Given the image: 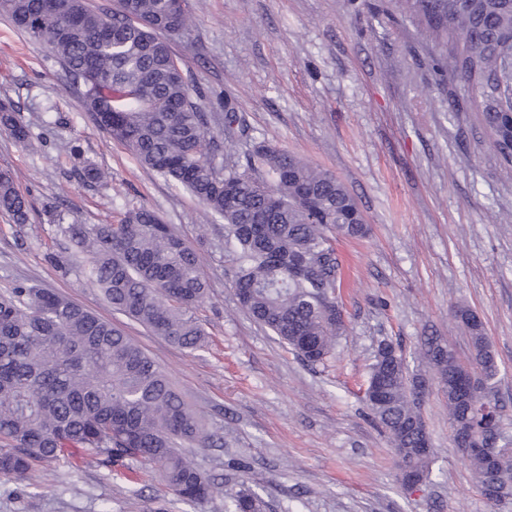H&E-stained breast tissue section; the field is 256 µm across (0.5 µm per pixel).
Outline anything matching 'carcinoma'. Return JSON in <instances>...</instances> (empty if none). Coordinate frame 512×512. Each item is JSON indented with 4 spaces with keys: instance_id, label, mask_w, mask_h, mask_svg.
Wrapping results in <instances>:
<instances>
[{
    "instance_id": "carcinoma-1",
    "label": "carcinoma",
    "mask_w": 512,
    "mask_h": 512,
    "mask_svg": "<svg viewBox=\"0 0 512 512\" xmlns=\"http://www.w3.org/2000/svg\"><path fill=\"white\" fill-rule=\"evenodd\" d=\"M394 4L434 44L437 69L475 93L500 161L512 165V106L500 94L512 82V0ZM4 13L30 37L49 42L73 80L91 82L112 107H86L100 129L224 223L241 308L306 361L329 357L344 329L336 308L342 265L335 243L366 236L368 225L356 223L357 202L334 174L275 147L253 146L242 172L216 162L222 146L208 136L202 95L190 88L170 46L155 37L187 30V6L126 0L105 16L87 0H8ZM0 118L19 143L34 146L13 115ZM241 135L237 113H225L224 141ZM258 169L269 180L251 175ZM0 213L15 224L28 220L27 200L8 172H0ZM64 236L86 256L83 273L113 310L182 349L203 346L206 332L195 311L207 283L199 256L154 210L133 208L119 224H71ZM456 316L469 334L473 367L491 390L500 370L484 328L467 309ZM435 343L427 341L421 355L445 379L456 362L437 353ZM373 380L381 382L382 395L365 403L391 447L415 448L427 434L402 354L374 357L366 382ZM448 416L453 427L466 419L452 390ZM211 443L213 435L165 373L111 322L45 288L16 284L0 293L1 476L24 479L33 462L75 449L90 465L148 466L176 496L205 502L214 486L184 449ZM470 462L478 483L493 489V501L512 497V448L498 449L490 467L481 456ZM264 508L245 488L224 500V512Z\"/></svg>"
}]
</instances>
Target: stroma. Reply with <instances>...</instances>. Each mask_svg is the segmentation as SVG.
<instances>
[{
    "label": "stroma",
    "mask_w": 512,
    "mask_h": 512,
    "mask_svg": "<svg viewBox=\"0 0 512 512\" xmlns=\"http://www.w3.org/2000/svg\"><path fill=\"white\" fill-rule=\"evenodd\" d=\"M188 9L191 25L170 45L202 94L208 131L223 138L229 110L248 130L225 161L245 167L255 142L290 152L335 174L364 214L366 237L336 243L345 324L336 356L309 364L240 308L223 224L102 131L44 43L0 15V104L41 142L31 151L0 124V170L32 206L22 226L0 215V291L37 285L109 320L222 439L187 451L215 483L203 503L182 500L141 465L90 466L71 450L35 463L31 479L0 476V512H224L225 496L243 485L265 512H512V499L493 506L482 494L452 442L440 378L420 355L423 338L438 336L469 360L455 312L477 313L512 433V168L461 82L437 73L431 44L389 0H188ZM69 142L78 154L65 151ZM88 165L108 180H87ZM142 205L199 255L208 284L200 350L114 311L81 273L84 255L68 249V225L117 224ZM384 341L425 380L420 412L435 456L430 479L413 488L361 394Z\"/></svg>",
    "instance_id": "1"
}]
</instances>
